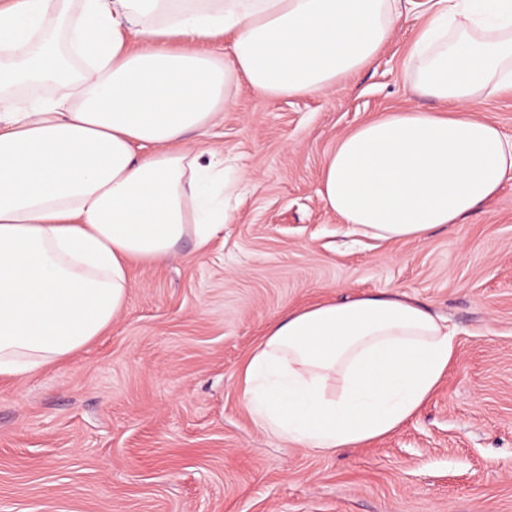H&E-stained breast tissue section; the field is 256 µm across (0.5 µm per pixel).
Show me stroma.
<instances>
[{
    "label": "stroma",
    "instance_id": "stroma-1",
    "mask_svg": "<svg viewBox=\"0 0 512 512\" xmlns=\"http://www.w3.org/2000/svg\"><path fill=\"white\" fill-rule=\"evenodd\" d=\"M400 16L364 71L322 94L241 86L199 146L246 180L204 251L133 266L123 310L65 362L0 377V512H512V180L455 231L379 243L319 195L337 140L421 106ZM392 290L447 317L456 357L419 413L360 448L285 446L242 366L284 309Z\"/></svg>",
    "mask_w": 512,
    "mask_h": 512
}]
</instances>
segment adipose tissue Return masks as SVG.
Here are the masks:
<instances>
[{
  "label": "adipose tissue",
  "instance_id": "adipose-tissue-1",
  "mask_svg": "<svg viewBox=\"0 0 512 512\" xmlns=\"http://www.w3.org/2000/svg\"><path fill=\"white\" fill-rule=\"evenodd\" d=\"M419 7L402 76L438 110L362 123L320 171L342 224L392 243L460 223L512 180V138L474 116L512 90V0H0V376L69 357L124 308L131 263L204 249L230 223L218 196L236 181L188 138L240 83L335 89ZM455 355L428 306L363 293L275 317L244 398L284 444L330 455L414 417Z\"/></svg>",
  "mask_w": 512,
  "mask_h": 512
}]
</instances>
